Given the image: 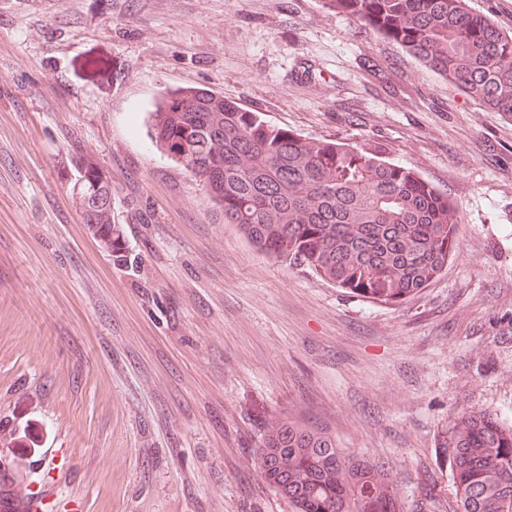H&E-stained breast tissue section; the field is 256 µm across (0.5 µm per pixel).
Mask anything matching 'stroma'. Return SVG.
I'll return each instance as SVG.
<instances>
[{
	"label": "stroma",
	"instance_id": "1",
	"mask_svg": "<svg viewBox=\"0 0 512 512\" xmlns=\"http://www.w3.org/2000/svg\"><path fill=\"white\" fill-rule=\"evenodd\" d=\"M390 70L388 82L369 71ZM202 87L413 168L456 252L398 305L255 250L146 126ZM112 182L129 262L83 224ZM512 415V116L324 0H0V457L42 512H290L265 420L325 422L410 512H452L461 412ZM84 174L80 173L82 189L77 193V205L83 224L89 225L94 235L100 238L104 246L112 253L124 252L122 231L112 222V206L97 204L96 196L106 193L112 182L92 166H86Z\"/></svg>",
	"mask_w": 512,
	"mask_h": 512
}]
</instances>
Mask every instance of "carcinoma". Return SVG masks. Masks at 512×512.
I'll return each mask as SVG.
<instances>
[{
    "instance_id": "cac0c4a2",
    "label": "carcinoma",
    "mask_w": 512,
    "mask_h": 512,
    "mask_svg": "<svg viewBox=\"0 0 512 512\" xmlns=\"http://www.w3.org/2000/svg\"><path fill=\"white\" fill-rule=\"evenodd\" d=\"M396 43L492 112L512 116V35L467 0H325ZM149 134L187 169L260 253L301 266L348 294L399 304L447 266L455 207L412 168L339 140H311L209 89L165 90ZM77 205L104 246L123 259L112 187L92 166ZM455 512H512V417L461 414L448 428ZM252 459L291 512H408L385 463L342 448L323 422L269 418Z\"/></svg>"
}]
</instances>
